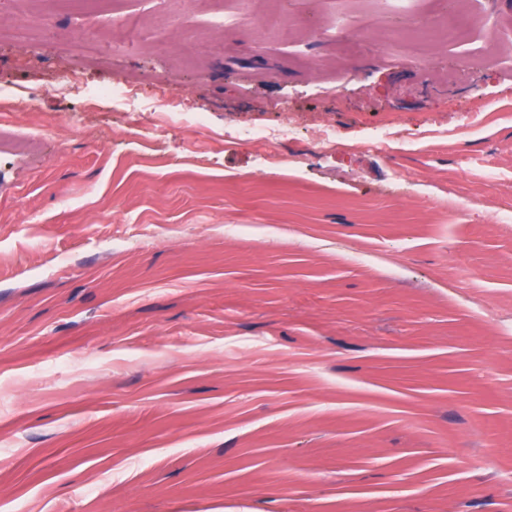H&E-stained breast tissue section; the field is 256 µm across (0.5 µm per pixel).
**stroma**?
Wrapping results in <instances>:
<instances>
[{"label": "stroma", "instance_id": "35a3bbf8", "mask_svg": "<svg viewBox=\"0 0 512 512\" xmlns=\"http://www.w3.org/2000/svg\"><path fill=\"white\" fill-rule=\"evenodd\" d=\"M505 105L512 0H0V512H512ZM297 134V130L291 124H281L276 127H265L260 129L241 128L233 131H224V139L232 137L234 139L247 140L256 145L267 148L276 143L289 140ZM398 132L389 126H381L374 130L365 140L360 142L359 147L366 151L384 153L395 149L396 136Z\"/></svg>", "mask_w": 512, "mask_h": 512}]
</instances>
